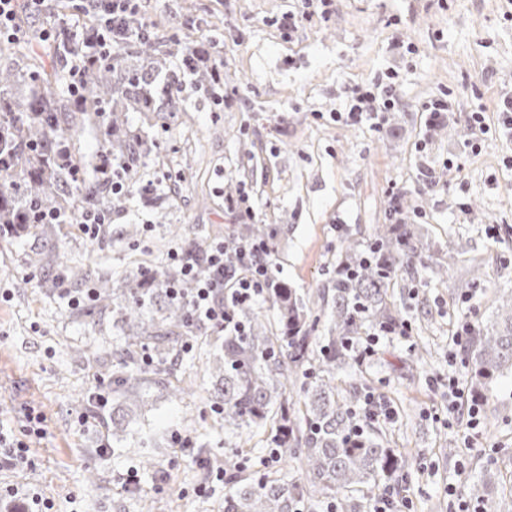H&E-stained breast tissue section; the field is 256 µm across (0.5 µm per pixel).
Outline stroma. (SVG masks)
<instances>
[{"instance_id":"stroma-1","label":"stroma","mask_w":512,"mask_h":512,"mask_svg":"<svg viewBox=\"0 0 512 512\" xmlns=\"http://www.w3.org/2000/svg\"><path fill=\"white\" fill-rule=\"evenodd\" d=\"M140 7L161 41H216L228 102L215 105L199 90L182 111L153 113L147 124L129 113V130L144 141L138 173L161 189L113 207L102 238L69 224L0 237V423L20 428L34 407L45 430L29 442V466L0 469V490H18L0 512H24L32 494L52 501L53 512H142L146 498L158 512H224V484L195 493L208 465L224 463V423L210 406L201 347L178 373L188 393L155 394L145 413L142 430L161 435L160 447H113L112 411L94 413L91 399L112 362L74 349L111 336L112 316L94 329L79 325L75 307L45 281L65 264L84 267L92 281L118 277L143 259L167 263L181 236L224 238L241 223L228 201L244 193L268 231L278 280L305 294L315 313L342 241H369L401 199L402 223L424 243L422 261L402 265L393 285L412 332L381 338L364 375L346 365L336 383L366 378L394 408L381 427L416 458L402 488L414 512H458L471 476L488 463L512 473V376L491 384L475 436L465 433V409L446 399L449 375L463 372L449 357L458 323H490L512 291V139L495 110L500 87L512 85V0H333L328 18L313 16L289 35L279 22L300 0ZM389 71L398 74L396 103L382 125L342 119L352 89ZM445 92L447 118L426 126L422 104ZM475 112L488 132L471 148ZM35 252L41 263L28 265ZM424 342L433 356L422 367L410 350ZM132 468L135 493L124 483Z\"/></svg>"}]
</instances>
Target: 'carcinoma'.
<instances>
[{
    "instance_id": "carcinoma-1",
    "label": "carcinoma",
    "mask_w": 512,
    "mask_h": 512,
    "mask_svg": "<svg viewBox=\"0 0 512 512\" xmlns=\"http://www.w3.org/2000/svg\"><path fill=\"white\" fill-rule=\"evenodd\" d=\"M80 9L75 0L47 4L54 21L45 42L53 56L51 70L31 49L41 41L40 31L30 40L6 44L8 63L0 66V236L20 238L46 228L33 218L34 207L76 214L103 203L120 204L109 177L92 181L78 178L80 159L74 137L88 122L104 131L100 161L134 154L126 128L127 112H178L180 98L174 91L180 82L170 78L165 53L147 35L137 40L136 54L143 59L130 68L131 52L120 48L93 62L95 49L85 35L74 33L65 12ZM80 67L83 98L75 100L55 90L69 69ZM187 71L197 86H217L216 69L197 62ZM260 224H246L231 239L224 256L226 265H237V240L262 238ZM424 246L408 224H381L364 245L346 239L338 256L332 286L321 299L330 309L318 336L320 317L312 315L304 295L281 281L266 295L276 311L268 322L251 306L234 310L245 331L210 337L215 329L190 327L185 302L159 285L166 279L179 283L184 294L192 284L176 267L159 266L149 274L142 270L119 279L97 281L93 308H112V326L120 342L111 352L118 356L112 371V442H122L127 429L149 406L151 390L172 395L182 388L172 385L179 358L177 345L202 339L215 346L207 353L205 372L210 377V401L224 420V445L233 455L224 457L231 488L224 495V512H305L318 492V506H334V512H362L364 500L393 483L407 479L414 460L393 448L371 420L358 419L357 406L363 387L342 390L336 384V368L357 362L356 343L368 330L383 327L401 330L404 318L390 302L389 290L397 269L422 255ZM153 358L154 369L140 364L143 350ZM469 391L486 402L490 383L512 373V293L499 298L497 316L490 325L475 326L468 336L462 361ZM299 387L304 410H288L287 390ZM270 426L265 442L279 450L280 461L299 462L304 474L288 482L267 473L239 475L236 458L246 453L253 429ZM497 472L485 468L482 491L473 494L477 504L512 512V498Z\"/></svg>"
}]
</instances>
